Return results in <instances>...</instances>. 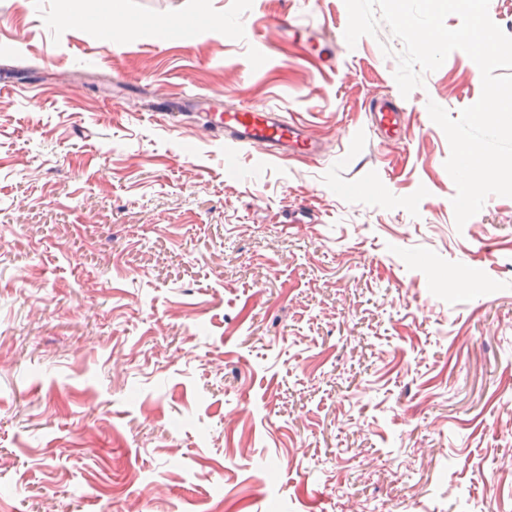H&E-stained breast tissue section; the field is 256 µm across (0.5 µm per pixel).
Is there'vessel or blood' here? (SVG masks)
<instances>
[{
	"label": "vessel or blood",
	"instance_id": "b4317fda",
	"mask_svg": "<svg viewBox=\"0 0 512 512\" xmlns=\"http://www.w3.org/2000/svg\"><path fill=\"white\" fill-rule=\"evenodd\" d=\"M210 94H194L165 102V117H188L201 124L208 136L230 147H259L274 160L291 156H319L324 147L304 122L287 118L278 109L243 107L215 112ZM370 127L378 139L397 140L404 132L405 111L400 99L386 96L372 100Z\"/></svg>",
	"mask_w": 512,
	"mask_h": 512
}]
</instances>
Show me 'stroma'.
Wrapping results in <instances>:
<instances>
[{
    "label": "stroma",
    "mask_w": 512,
    "mask_h": 512,
    "mask_svg": "<svg viewBox=\"0 0 512 512\" xmlns=\"http://www.w3.org/2000/svg\"><path fill=\"white\" fill-rule=\"evenodd\" d=\"M108 8L0 0V512H512V197L456 226L427 110L478 66L381 142L402 44L348 47L344 0H119L90 35ZM200 92L325 152L148 113ZM370 127L381 141L400 139L404 132L405 111L400 99L385 96L369 106Z\"/></svg>",
    "instance_id": "obj_1"
}]
</instances>
